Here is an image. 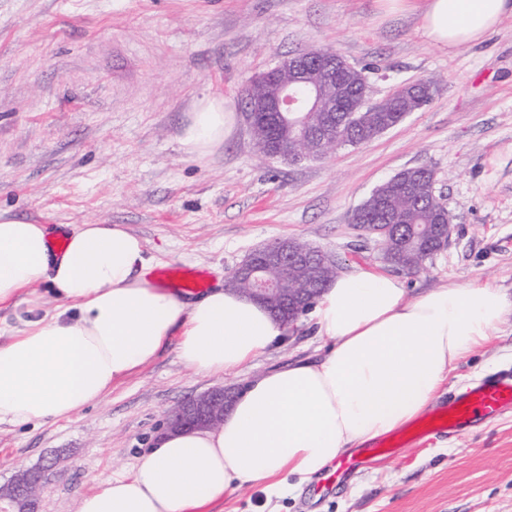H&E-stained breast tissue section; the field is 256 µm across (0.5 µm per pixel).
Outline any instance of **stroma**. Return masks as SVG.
Instances as JSON below:
<instances>
[{
    "label": "stroma",
    "mask_w": 512,
    "mask_h": 512,
    "mask_svg": "<svg viewBox=\"0 0 512 512\" xmlns=\"http://www.w3.org/2000/svg\"><path fill=\"white\" fill-rule=\"evenodd\" d=\"M326 48L361 70L372 100L433 82L431 100L369 143L322 160L263 157L243 107L249 78L288 55ZM224 98L231 131L197 158L183 144L203 97ZM434 172L451 240L407 297L488 284L512 300V16L482 41L443 51L419 10L385 0H0V210L35 224H123L159 267L208 272L209 285L255 248L294 238L343 272L389 273L351 214L406 168ZM326 352L311 313L238 375L198 374L168 345L100 403L41 426H0V486L44 471L40 512H78L98 478L128 472L167 411L217 385ZM512 371V312L460 360L442 397ZM198 512H512V412L463 434L375 458L320 495L289 478Z\"/></svg>",
    "instance_id": "35a3bbf8"
}]
</instances>
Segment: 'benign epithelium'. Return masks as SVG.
I'll return each instance as SVG.
<instances>
[{
	"label": "benign epithelium",
	"mask_w": 512,
	"mask_h": 512,
	"mask_svg": "<svg viewBox=\"0 0 512 512\" xmlns=\"http://www.w3.org/2000/svg\"><path fill=\"white\" fill-rule=\"evenodd\" d=\"M336 70V59L315 61L312 52L303 51L252 77L251 84L260 86L262 94L246 112L251 133H256L263 117L274 115L278 121L261 145L264 156L288 163L324 158L336 151V129L362 122L361 107L353 109L336 100V94H344V87L336 84ZM290 139L303 149H288ZM316 261L337 263L335 256L308 244L278 239L267 245L262 258L249 254L227 278L248 285L249 298L269 307L291 327L313 304V297L304 288L288 286V271L306 270ZM232 396L227 388L212 387L170 411L164 430L214 429L222 423ZM40 482L39 472L20 470L10 485L0 489V500L9 501L16 512H37Z\"/></svg>",
	"instance_id": "obj_1"
}]
</instances>
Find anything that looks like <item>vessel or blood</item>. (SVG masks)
I'll list each match as a JSON object with an SVG mask.
<instances>
[{
    "instance_id": "vessel-or-blood-1",
    "label": "vessel or blood",
    "mask_w": 512,
    "mask_h": 512,
    "mask_svg": "<svg viewBox=\"0 0 512 512\" xmlns=\"http://www.w3.org/2000/svg\"><path fill=\"white\" fill-rule=\"evenodd\" d=\"M161 279L174 281L177 288L192 291L206 288L202 272L191 268H163ZM512 411V373L486 378L464 393L449 400L440 414L427 418L412 432L393 439L392 443H374L370 456L391 453L393 448H405L435 433L451 436L477 423H489Z\"/></svg>"
}]
</instances>
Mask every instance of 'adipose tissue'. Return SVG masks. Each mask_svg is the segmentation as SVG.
I'll use <instances>...</instances> for the list:
<instances>
[{
  "instance_id": "obj_1",
  "label": "adipose tissue",
  "mask_w": 512,
  "mask_h": 512,
  "mask_svg": "<svg viewBox=\"0 0 512 512\" xmlns=\"http://www.w3.org/2000/svg\"><path fill=\"white\" fill-rule=\"evenodd\" d=\"M512 0H426L423 34L451 51L480 41ZM223 100L199 103L183 142L197 157L224 137ZM142 239L83 224L57 249L45 225L0 216V306L47 281L54 309L30 302L0 343V425L70 418L154 360L169 341L199 374L238 372L286 331L229 287L197 297L154 284ZM491 285L459 283L407 298L403 283L357 270L336 277L314 318L320 361L253 377L220 426L162 435L126 474L98 479L79 512H196L249 483L280 494L435 404L455 364L495 335L511 307Z\"/></svg>"
}]
</instances>
